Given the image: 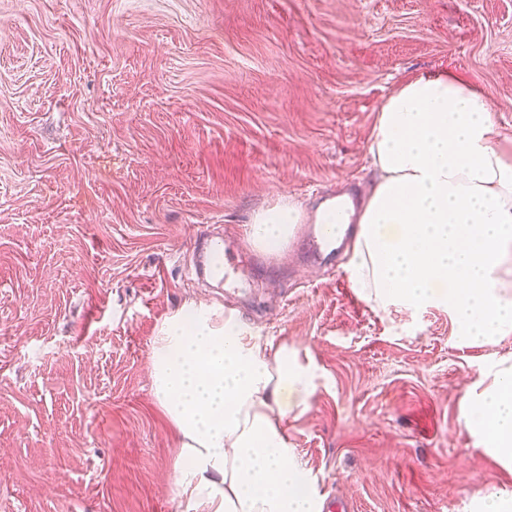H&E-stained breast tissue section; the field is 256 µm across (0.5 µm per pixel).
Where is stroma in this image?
I'll return each instance as SVG.
<instances>
[{
  "mask_svg": "<svg viewBox=\"0 0 512 512\" xmlns=\"http://www.w3.org/2000/svg\"><path fill=\"white\" fill-rule=\"evenodd\" d=\"M431 71L481 87L512 148V0H0V512H182L151 339L199 303L313 360L288 438L319 501L512 494L460 418L512 334L378 310L344 253L236 289L193 271L260 209L366 193L380 104Z\"/></svg>",
  "mask_w": 512,
  "mask_h": 512,
  "instance_id": "stroma-1",
  "label": "stroma"
}]
</instances>
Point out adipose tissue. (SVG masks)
<instances>
[{"label":"adipose tissue","mask_w":512,"mask_h":512,"mask_svg":"<svg viewBox=\"0 0 512 512\" xmlns=\"http://www.w3.org/2000/svg\"><path fill=\"white\" fill-rule=\"evenodd\" d=\"M500 137L488 95L448 72L408 77L383 100L367 145L377 178L361 211L334 197L314 213L320 224L357 223L346 270L365 300L445 308L466 341L512 333V153ZM304 218L288 201L259 211L251 241L279 246ZM316 379L313 361L248 336L223 307L162 320L151 390L178 440L186 512H316L287 434ZM461 416L512 470V357L467 387Z\"/></svg>","instance_id":"adipose-tissue-1"}]
</instances>
